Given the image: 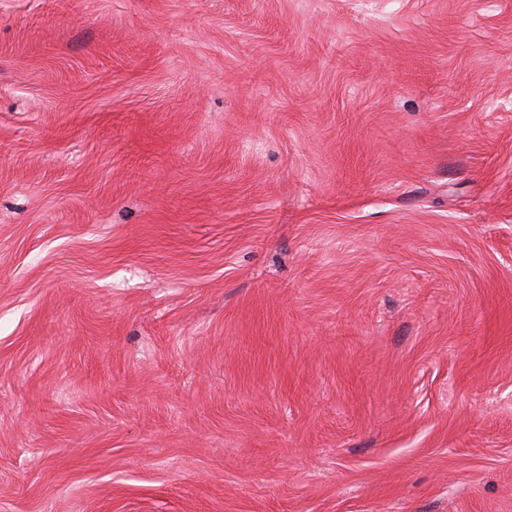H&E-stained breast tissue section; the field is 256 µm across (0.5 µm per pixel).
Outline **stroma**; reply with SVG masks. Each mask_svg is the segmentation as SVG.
<instances>
[{"label": "stroma", "mask_w": 512, "mask_h": 512, "mask_svg": "<svg viewBox=\"0 0 512 512\" xmlns=\"http://www.w3.org/2000/svg\"><path fill=\"white\" fill-rule=\"evenodd\" d=\"M0 512H512V0H0Z\"/></svg>", "instance_id": "1"}]
</instances>
